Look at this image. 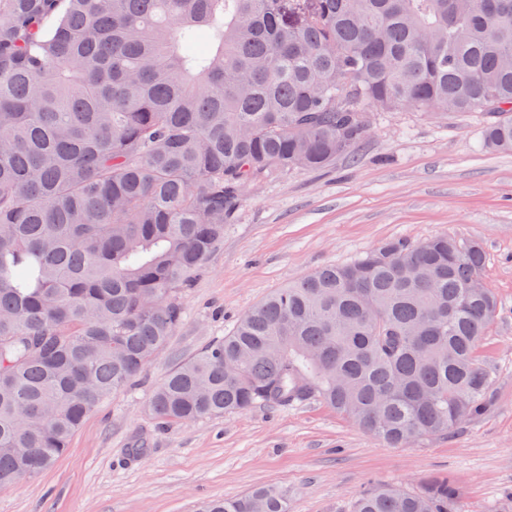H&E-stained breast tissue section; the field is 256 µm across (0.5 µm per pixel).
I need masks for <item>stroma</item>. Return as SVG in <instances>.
I'll return each mask as SVG.
<instances>
[{"mask_svg":"<svg viewBox=\"0 0 512 512\" xmlns=\"http://www.w3.org/2000/svg\"><path fill=\"white\" fill-rule=\"evenodd\" d=\"M483 125L477 112H387L329 167L250 186L166 346L50 469L0 490V512H196L262 485L287 490L288 512H349L372 486L415 491L438 475L457 485L454 512H512V152L480 148ZM440 234L480 241L498 299L480 348L490 377L480 415L393 448L316 399L165 428L149 412L177 364L274 290L386 240Z\"/></svg>","mask_w":512,"mask_h":512,"instance_id":"35a3bbf8","label":"stroma"}]
</instances>
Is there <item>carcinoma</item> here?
<instances>
[{"instance_id": "cac0c4a2", "label": "carcinoma", "mask_w": 512, "mask_h": 512, "mask_svg": "<svg viewBox=\"0 0 512 512\" xmlns=\"http://www.w3.org/2000/svg\"><path fill=\"white\" fill-rule=\"evenodd\" d=\"M481 112L512 151V0H0V488L49 469L155 359L250 185L320 170L374 112ZM481 244L390 240L246 311L149 407L313 397L400 447L486 408ZM445 477L350 512H451ZM198 512H287L261 486Z\"/></svg>"}]
</instances>
